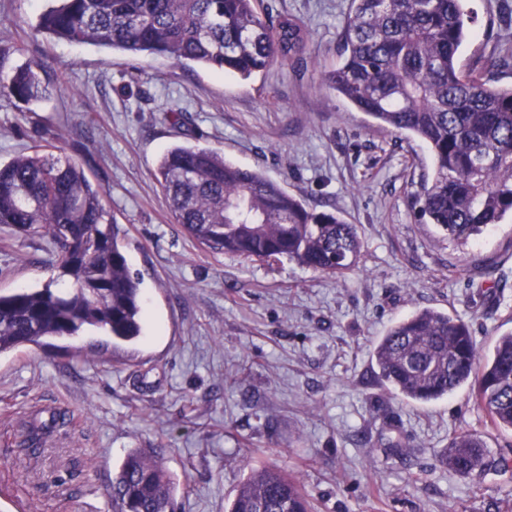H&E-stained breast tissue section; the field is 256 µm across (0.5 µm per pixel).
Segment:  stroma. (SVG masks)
Listing matches in <instances>:
<instances>
[{
	"instance_id": "stroma-1",
	"label": "stroma",
	"mask_w": 512,
	"mask_h": 512,
	"mask_svg": "<svg viewBox=\"0 0 512 512\" xmlns=\"http://www.w3.org/2000/svg\"><path fill=\"white\" fill-rule=\"evenodd\" d=\"M304 20L299 64L243 80L162 57L33 39L46 0H0V76L44 62V91L0 98V161L49 141L106 192L141 279L143 341L103 331L0 355V512H112L102 489L133 449L159 448L175 512H225L251 468L296 475L315 512H495L512 472L474 481L444 462L449 436L512 456L469 389L427 404L381 385L371 351L433 307L465 321L480 353L512 331V215L460 246L418 223L426 146L368 127L324 83L349 0H263ZM462 67L512 36V0H464ZM174 145L257 168L356 225L359 263L339 280L288 259L216 254L172 223L157 181ZM499 266L503 288L473 278ZM46 238L0 226V293L57 281ZM401 452H393L392 444Z\"/></svg>"
}]
</instances>
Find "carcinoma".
Wrapping results in <instances>:
<instances>
[{"label": "carcinoma", "instance_id": "cac0c4a2", "mask_svg": "<svg viewBox=\"0 0 512 512\" xmlns=\"http://www.w3.org/2000/svg\"><path fill=\"white\" fill-rule=\"evenodd\" d=\"M30 26L32 37L150 54L249 79L302 59L310 30L292 16L273 14L261 0H55ZM463 0H350L339 64L327 87L379 129L426 144L430 177L415 195L423 223L466 244L512 213V85H494L487 66L463 70L460 45L470 35ZM512 65L503 40L491 66ZM19 67L0 78V96L26 103L39 97L38 71ZM47 144L0 163V225L49 239L65 288L0 293V354L44 347L84 329L103 330L115 345L143 337L140 279L129 268L120 229L104 192L82 167ZM205 148L174 146L158 167L173 223L213 252L278 261L288 258L342 276L362 248L356 225L317 212L261 171ZM382 380L418 403L470 386L492 427L512 432V331L481 357L469 325L424 308L393 324L373 350ZM448 469L470 476L512 467L492 457L482 439L458 433L448 440ZM175 482L160 453L130 451L112 477V512H173ZM298 478L268 466L254 468L227 512H313Z\"/></svg>", "mask_w": 512, "mask_h": 512}]
</instances>
